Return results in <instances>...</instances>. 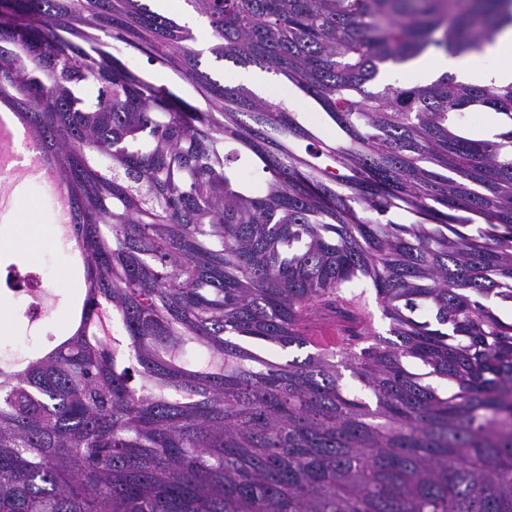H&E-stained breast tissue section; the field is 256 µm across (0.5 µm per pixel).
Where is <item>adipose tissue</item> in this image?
Wrapping results in <instances>:
<instances>
[{
  "label": "adipose tissue",
  "mask_w": 512,
  "mask_h": 512,
  "mask_svg": "<svg viewBox=\"0 0 512 512\" xmlns=\"http://www.w3.org/2000/svg\"><path fill=\"white\" fill-rule=\"evenodd\" d=\"M488 56L496 59L493 67L474 63L471 56L437 55L417 59L415 68L436 73L449 71L461 76L464 82L481 86H501L512 82V27L502 30L487 46Z\"/></svg>",
  "instance_id": "1"
}]
</instances>
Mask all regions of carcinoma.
<instances>
[{"mask_svg":"<svg viewBox=\"0 0 512 512\" xmlns=\"http://www.w3.org/2000/svg\"><path fill=\"white\" fill-rule=\"evenodd\" d=\"M185 2L318 120L214 78L150 0H0V102L83 256L81 323L0 358V512H512V83L369 90L484 53L512 0ZM321 315L340 343L268 354Z\"/></svg>","mask_w":512,"mask_h":512,"instance_id":"1","label":"carcinoma"}]
</instances>
